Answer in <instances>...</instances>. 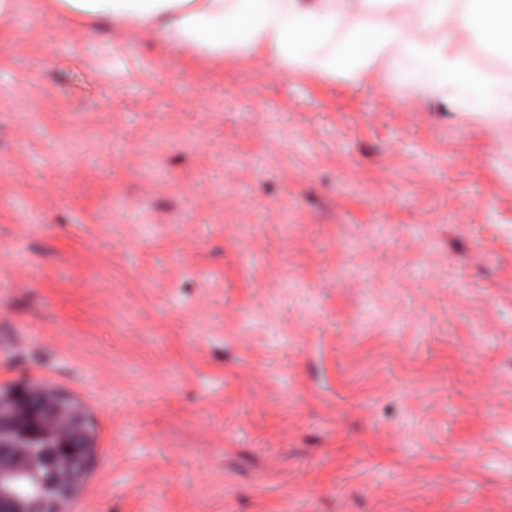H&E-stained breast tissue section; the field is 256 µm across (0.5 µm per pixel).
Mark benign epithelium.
Instances as JSON below:
<instances>
[{"label": "benign epithelium", "mask_w": 512, "mask_h": 512, "mask_svg": "<svg viewBox=\"0 0 512 512\" xmlns=\"http://www.w3.org/2000/svg\"><path fill=\"white\" fill-rule=\"evenodd\" d=\"M28 391V386L18 384L0 393V453L6 449L19 460L28 458L27 450L16 438L24 424L28 426L27 437L41 438L53 433L62 446L72 436L86 438L87 418L77 405L65 403L61 396L42 388L40 393L45 398V405L34 410L24 401ZM41 507L36 500L11 499L6 507L0 500V512H41Z\"/></svg>", "instance_id": "obj_1"}]
</instances>
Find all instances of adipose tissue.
I'll list each match as a JSON object with an SVG mask.
<instances>
[{
	"label": "adipose tissue",
	"instance_id": "ef3b65f1",
	"mask_svg": "<svg viewBox=\"0 0 512 512\" xmlns=\"http://www.w3.org/2000/svg\"><path fill=\"white\" fill-rule=\"evenodd\" d=\"M43 9L75 28L135 31L195 65L258 56L283 71L357 80L389 64L436 109L512 117V83L448 50L453 35H473L512 60V0H45ZM408 11L421 13L428 37L398 23ZM374 13L383 20L373 27Z\"/></svg>",
	"mask_w": 512,
	"mask_h": 512
}]
</instances>
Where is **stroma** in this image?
Wrapping results in <instances>:
<instances>
[{
    "instance_id": "35a3bbf8",
    "label": "stroma",
    "mask_w": 512,
    "mask_h": 512,
    "mask_svg": "<svg viewBox=\"0 0 512 512\" xmlns=\"http://www.w3.org/2000/svg\"><path fill=\"white\" fill-rule=\"evenodd\" d=\"M0 140V389L85 412L73 512H512V119L25 0Z\"/></svg>"
}]
</instances>
